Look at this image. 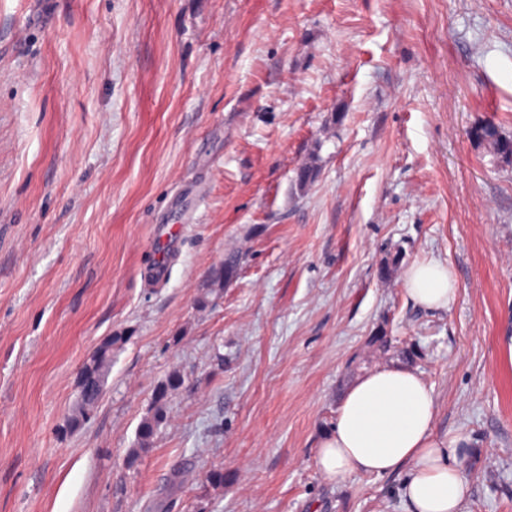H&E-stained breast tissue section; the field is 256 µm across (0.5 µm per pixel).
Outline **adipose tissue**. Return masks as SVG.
Returning a JSON list of instances; mask_svg holds the SVG:
<instances>
[{
  "label": "adipose tissue",
  "mask_w": 512,
  "mask_h": 512,
  "mask_svg": "<svg viewBox=\"0 0 512 512\" xmlns=\"http://www.w3.org/2000/svg\"><path fill=\"white\" fill-rule=\"evenodd\" d=\"M405 292L418 306L442 309L456 294L447 265L420 260L405 273ZM431 386L410 366L390 364L360 377L344 393L315 459L326 478L382 476L407 469L402 495L409 512H461L470 494L460 456L466 439L435 430Z\"/></svg>",
  "instance_id": "obj_1"
}]
</instances>
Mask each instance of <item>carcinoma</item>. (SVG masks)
<instances>
[{
    "mask_svg": "<svg viewBox=\"0 0 512 512\" xmlns=\"http://www.w3.org/2000/svg\"><path fill=\"white\" fill-rule=\"evenodd\" d=\"M472 136L486 141L494 154L502 160L512 162V139L499 134L491 123L482 124L472 131ZM318 175L316 161L305 163L297 172V184L305 188L312 184ZM242 257L236 253L224 256L218 282L228 283L237 275ZM129 340L127 336H110L104 339L93 354L80 368L79 396L70 421V427L76 429L91 419L102 399L103 387L112 365V350L119 348ZM184 384L183 376L173 371L160 381L153 390L150 402L135 433V440L126 456V464L135 466L153 447L154 439L166 425L169 417L170 399L176 390Z\"/></svg>",
    "mask_w": 512,
    "mask_h": 512,
    "instance_id": "1",
    "label": "carcinoma"
}]
</instances>
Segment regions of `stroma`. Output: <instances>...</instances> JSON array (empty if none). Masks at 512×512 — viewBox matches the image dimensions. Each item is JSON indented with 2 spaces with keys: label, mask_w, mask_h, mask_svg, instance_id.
I'll return each mask as SVG.
<instances>
[{
  "label": "stroma",
  "mask_w": 512,
  "mask_h": 512,
  "mask_svg": "<svg viewBox=\"0 0 512 512\" xmlns=\"http://www.w3.org/2000/svg\"><path fill=\"white\" fill-rule=\"evenodd\" d=\"M487 122L512 138V0H0V512H406L405 471L314 458L350 384L407 350L469 442L462 512H512V162ZM157 224L183 232L154 287ZM427 259L448 309L403 290ZM471 134L477 140L487 141L497 157L512 162V139L500 135L493 124L477 126ZM404 287L416 305L428 309L448 308L457 290L448 266L433 259L411 264L406 269ZM126 342V337L110 336L83 363L79 375V396L70 421L71 428L76 429L91 419L103 397V387L112 365V350ZM183 384L184 379L180 372L173 371L154 388L146 412L137 427L135 440L126 456L128 467L135 466L152 450L154 439L168 421L171 396Z\"/></svg>",
  "instance_id": "35a3bbf8"
}]
</instances>
